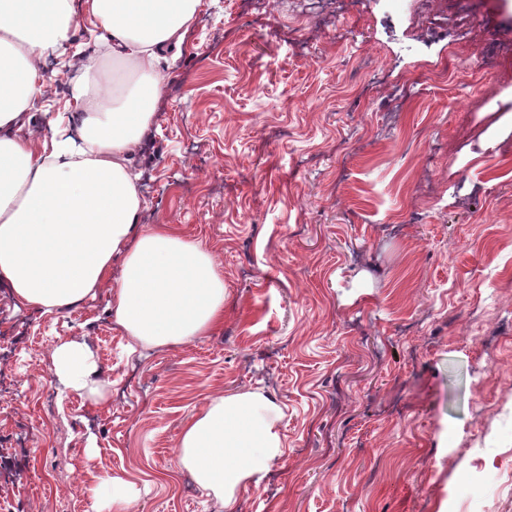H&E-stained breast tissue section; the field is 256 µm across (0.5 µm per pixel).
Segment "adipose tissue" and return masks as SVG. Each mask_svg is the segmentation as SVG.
I'll use <instances>...</instances> for the list:
<instances>
[{"label": "adipose tissue", "mask_w": 512, "mask_h": 512, "mask_svg": "<svg viewBox=\"0 0 512 512\" xmlns=\"http://www.w3.org/2000/svg\"><path fill=\"white\" fill-rule=\"evenodd\" d=\"M203 0H90L103 56L73 78L77 131L59 127L42 149L10 134L44 88L38 60L70 40L73 0H0V280L31 310L65 312L111 286L114 313L139 344L192 341L224 322V277L214 256L177 229L145 227L138 176L128 163L153 122L167 76L163 53L181 48ZM123 270L111 281L112 260ZM61 390L100 394L83 341L53 349ZM279 408L245 391L208 399L182 429L179 464L236 512L283 454Z\"/></svg>", "instance_id": "adipose-tissue-1"}]
</instances>
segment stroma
I'll use <instances>...</instances> for the list:
<instances>
[{"mask_svg":"<svg viewBox=\"0 0 512 512\" xmlns=\"http://www.w3.org/2000/svg\"><path fill=\"white\" fill-rule=\"evenodd\" d=\"M204 0L132 167L141 222L217 259L224 327L147 350L110 288L68 315L0 285V512H221L180 467L207 399L281 410L283 455L238 512H512V0ZM462 66L437 67L449 35ZM79 57L44 59L19 134L71 112ZM83 338L102 396L54 391ZM102 483L112 491V497L108 505L113 512H129L135 502V496L131 487L120 477H106ZM109 511V512H112Z\"/></svg>","mask_w":512,"mask_h":512,"instance_id":"35a3bbf8","label":"stroma"}]
</instances>
